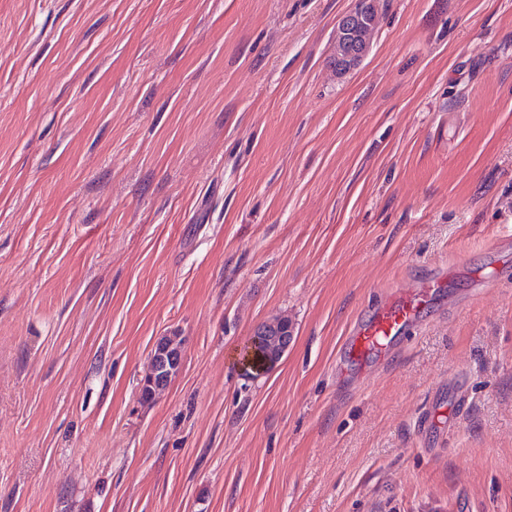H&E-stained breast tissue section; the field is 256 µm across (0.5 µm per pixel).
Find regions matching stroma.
Here are the masks:
<instances>
[{"mask_svg":"<svg viewBox=\"0 0 512 512\" xmlns=\"http://www.w3.org/2000/svg\"><path fill=\"white\" fill-rule=\"evenodd\" d=\"M353 3L0 0V512H512V0ZM377 8L378 1L376 0H356L351 9L339 15L336 19V34L349 35L357 23L368 18ZM379 18L380 14L377 11L370 19L357 26L353 32L354 40L372 46L373 35L378 26ZM445 277L430 276L387 295L348 337V359L365 362L371 358L377 363L389 355L406 332L424 325L435 295L445 288ZM294 332L291 326H267L260 325L244 348L241 365L248 369L257 368L262 365L263 368L274 366L288 351L294 340ZM269 336H274L283 352L278 358L277 355H270L262 352V347L266 344ZM164 337V336H163ZM163 337L159 338L153 348L151 359L149 363L148 372L145 376L144 383L149 381V385L152 387H145L141 391V398L144 401L151 400L157 391L162 390L163 388L153 387L157 384H164L166 382V373L168 371V367L173 364L172 356L167 353V351L162 349L161 340Z\"/></svg>","mask_w":512,"mask_h":512,"instance_id":"stroma-1","label":"stroma"}]
</instances>
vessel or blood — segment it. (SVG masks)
<instances>
[{
	"label": "vessel or blood",
	"mask_w": 512,
	"mask_h": 512,
	"mask_svg": "<svg viewBox=\"0 0 512 512\" xmlns=\"http://www.w3.org/2000/svg\"><path fill=\"white\" fill-rule=\"evenodd\" d=\"M443 286L442 276L436 275L387 295L350 334L345 347L348 358L384 359L406 332L424 325Z\"/></svg>",
	"instance_id": "vessel-or-blood-1"
}]
</instances>
